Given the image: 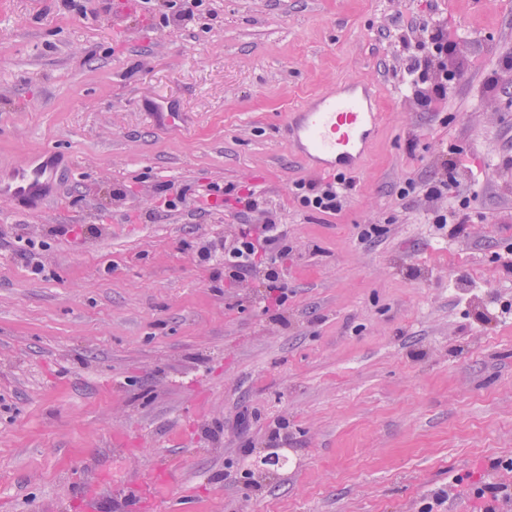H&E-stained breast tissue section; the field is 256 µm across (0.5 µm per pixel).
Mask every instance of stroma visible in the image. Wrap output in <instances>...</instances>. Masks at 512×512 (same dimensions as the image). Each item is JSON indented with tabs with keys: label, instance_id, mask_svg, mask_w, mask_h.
I'll return each mask as SVG.
<instances>
[{
	"label": "stroma",
	"instance_id": "35a3bbf8",
	"mask_svg": "<svg viewBox=\"0 0 512 512\" xmlns=\"http://www.w3.org/2000/svg\"><path fill=\"white\" fill-rule=\"evenodd\" d=\"M84 6L0 0V169L47 148L62 170L53 204L0 202V512H483L487 484L512 512V0ZM425 21L476 62L434 110L404 71ZM349 79L375 81L382 126L320 214L280 120ZM163 98L186 129L152 123ZM453 149L458 236L424 198ZM212 184L287 228L283 306L195 260L244 222ZM301 206L306 210L336 214L350 197L354 181L345 176H336L333 182H305L296 184Z\"/></svg>",
	"mask_w": 512,
	"mask_h": 512
}]
</instances>
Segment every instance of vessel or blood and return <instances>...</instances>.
<instances>
[{"instance_id": "obj_1", "label": "vessel or blood", "mask_w": 512, "mask_h": 512, "mask_svg": "<svg viewBox=\"0 0 512 512\" xmlns=\"http://www.w3.org/2000/svg\"><path fill=\"white\" fill-rule=\"evenodd\" d=\"M382 121L375 82L351 80L317 93L290 112L285 134L313 172L359 171ZM56 155L41 150L0 171V201L38 204L50 199L57 180Z\"/></svg>"}]
</instances>
